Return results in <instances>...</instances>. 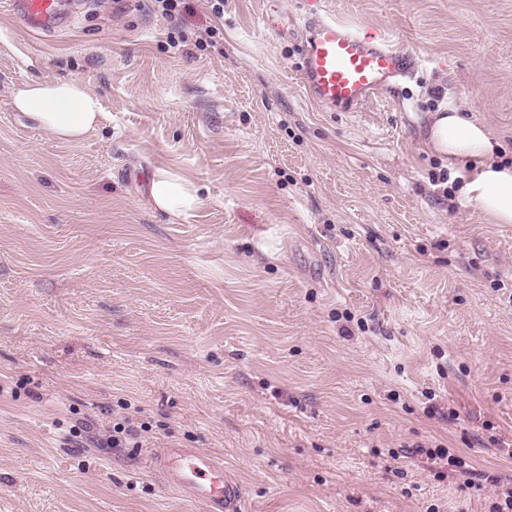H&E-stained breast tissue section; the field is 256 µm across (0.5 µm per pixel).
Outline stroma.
Listing matches in <instances>:
<instances>
[{
	"mask_svg": "<svg viewBox=\"0 0 512 512\" xmlns=\"http://www.w3.org/2000/svg\"><path fill=\"white\" fill-rule=\"evenodd\" d=\"M60 2L44 32L0 7V512H205L166 485L169 445L223 457L243 512H495L512 224L426 136L454 106L512 152V0ZM316 14L415 73L320 106L295 28ZM53 79L100 99L82 143L11 104ZM157 167L197 186L188 219L151 205ZM125 416L151 442L98 447ZM425 454L428 459L439 460V464H443V467L448 469V473L455 476H470L474 470L471 469L469 461L457 453L452 448L437 447L435 450H426Z\"/></svg>",
	"mask_w": 512,
	"mask_h": 512,
	"instance_id": "stroma-1",
	"label": "stroma"
}]
</instances>
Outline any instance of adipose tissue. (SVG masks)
I'll return each mask as SVG.
<instances>
[{"label": "adipose tissue", "mask_w": 512, "mask_h": 512, "mask_svg": "<svg viewBox=\"0 0 512 512\" xmlns=\"http://www.w3.org/2000/svg\"><path fill=\"white\" fill-rule=\"evenodd\" d=\"M12 105L35 120L56 141L75 144L93 130L101 115L98 97L77 80H41L17 88ZM427 142L465 171L461 188L467 204L496 224H512V161L503 157L490 129L457 108L435 119ZM150 197L159 210L186 218L199 205L194 183L167 168L151 175Z\"/></svg>", "instance_id": "adipose-tissue-1"}]
</instances>
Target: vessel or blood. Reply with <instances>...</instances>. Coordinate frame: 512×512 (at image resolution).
Returning a JSON list of instances; mask_svg holds the SVG:
<instances>
[{
  "label": "vessel or blood",
  "instance_id": "b4317fda",
  "mask_svg": "<svg viewBox=\"0 0 512 512\" xmlns=\"http://www.w3.org/2000/svg\"><path fill=\"white\" fill-rule=\"evenodd\" d=\"M14 11L39 30L60 18L57 0H11ZM300 82L316 103L335 112L356 111L370 97L411 77L416 64L382 37L329 18L303 23ZM160 462L171 488L205 505L207 512H242L243 491L224 462L197 448H165Z\"/></svg>",
  "mask_w": 512,
  "mask_h": 512
}]
</instances>
